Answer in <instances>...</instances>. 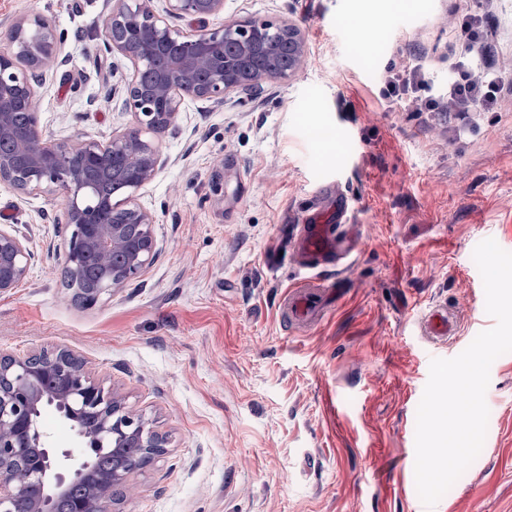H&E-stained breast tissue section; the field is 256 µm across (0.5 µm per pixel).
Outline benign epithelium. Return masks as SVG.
<instances>
[{
    "mask_svg": "<svg viewBox=\"0 0 512 512\" xmlns=\"http://www.w3.org/2000/svg\"><path fill=\"white\" fill-rule=\"evenodd\" d=\"M163 12L148 0H113L102 32L103 48L130 61L136 73L155 71L151 83L139 78L124 91L121 111L136 126L107 141L45 145L39 135L44 67L56 58L61 35L44 15H21L12 22L11 50L0 53V141L14 149L0 154V183L23 194L58 190L65 197V243L68 282L77 283L86 266L97 279L73 289L84 307L140 278L157 255L153 215L135 202L137 191L161 165L158 147L144 131L175 124L185 98L224 102L228 94L260 96L265 87L293 77L308 54L302 31L290 22L238 19L210 28L209 19L224 11V0H164ZM189 19L201 33L186 34L169 19ZM288 44L286 67L262 66ZM24 108L29 132L19 133L14 113ZM112 174L126 191L105 204L95 201L91 175ZM33 254L25 234L0 229V294L11 291L28 272ZM52 407L72 423L71 447L52 446L39 429L40 410ZM168 439L152 421L127 406L115 387L92 378L85 360L67 348L34 351L24 356L0 351V512H15L21 499L28 512H110L126 496L131 475L166 454ZM112 448V470L100 472L92 451ZM83 495L71 496L77 485Z\"/></svg>",
    "mask_w": 512,
    "mask_h": 512,
    "instance_id": "1",
    "label": "benign epithelium"
}]
</instances>
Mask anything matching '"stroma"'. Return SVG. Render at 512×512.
I'll list each match as a JSON object with an SVG mask.
<instances>
[{
    "label": "stroma",
    "instance_id": "1",
    "mask_svg": "<svg viewBox=\"0 0 512 512\" xmlns=\"http://www.w3.org/2000/svg\"><path fill=\"white\" fill-rule=\"evenodd\" d=\"M491 9L496 61L512 80V0H224L210 26L290 22L309 53L262 97L185 99L153 134L165 159L137 194L157 256L91 308L61 284V193L0 183V225L24 232L26 277L0 294V350L68 347L118 385L168 437L131 479L121 512H419L416 411L431 359L459 355L495 326L475 247L512 252V95L467 130L412 99L380 98L390 65L420 68L448 99V36L462 11ZM112 0H0V47L21 13L63 39L40 89L45 142L78 144L134 127L114 108L133 65L104 51ZM333 182L365 249L342 271L303 269L289 227ZM338 282L322 318L285 325L293 284ZM447 307L435 344L419 323ZM481 453L430 512H512V353L491 365ZM420 329L432 342L447 340L454 331V318L447 308L430 309L421 319Z\"/></svg>",
    "mask_w": 512,
    "mask_h": 512
}]
</instances>
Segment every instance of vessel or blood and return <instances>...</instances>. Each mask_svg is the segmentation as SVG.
Here are the masks:
<instances>
[{
    "label": "vessel or blood",
    "mask_w": 512,
    "mask_h": 512,
    "mask_svg": "<svg viewBox=\"0 0 512 512\" xmlns=\"http://www.w3.org/2000/svg\"><path fill=\"white\" fill-rule=\"evenodd\" d=\"M321 197L331 198L325 211L309 210L299 224L293 225L292 236L302 264L310 269L341 267L361 253L364 237L360 225L354 224L347 197L334 194L331 186L319 189ZM331 289L298 286L289 290L282 303L285 322L291 323L319 317ZM420 329L434 342L447 340L454 330V318L446 308L430 309L421 319Z\"/></svg>",
    "instance_id": "b4317fda"
}]
</instances>
